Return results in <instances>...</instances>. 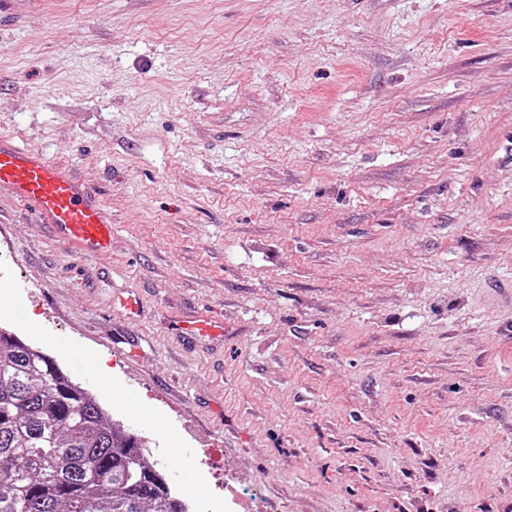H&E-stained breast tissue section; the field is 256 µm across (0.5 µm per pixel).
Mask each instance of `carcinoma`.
Returning <instances> with one entry per match:
<instances>
[{"instance_id":"1","label":"carcinoma","mask_w":512,"mask_h":512,"mask_svg":"<svg viewBox=\"0 0 512 512\" xmlns=\"http://www.w3.org/2000/svg\"><path fill=\"white\" fill-rule=\"evenodd\" d=\"M96 398L0 331V512H185Z\"/></svg>"}]
</instances>
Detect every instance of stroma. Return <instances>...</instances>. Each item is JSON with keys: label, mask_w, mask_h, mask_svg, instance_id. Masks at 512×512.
<instances>
[{"label": "stroma", "mask_w": 512, "mask_h": 512, "mask_svg": "<svg viewBox=\"0 0 512 512\" xmlns=\"http://www.w3.org/2000/svg\"><path fill=\"white\" fill-rule=\"evenodd\" d=\"M0 135L112 214L79 254L0 191V312L168 483L210 448L223 512H512V0H0ZM171 330L178 336L197 338L201 336H224L222 321L200 315L193 320H176Z\"/></svg>", "instance_id": "obj_1"}]
</instances>
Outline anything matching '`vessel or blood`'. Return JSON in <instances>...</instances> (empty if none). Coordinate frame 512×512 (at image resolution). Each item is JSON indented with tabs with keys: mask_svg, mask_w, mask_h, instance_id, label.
Returning a JSON list of instances; mask_svg holds the SVG:
<instances>
[{
	"mask_svg": "<svg viewBox=\"0 0 512 512\" xmlns=\"http://www.w3.org/2000/svg\"><path fill=\"white\" fill-rule=\"evenodd\" d=\"M0 189L27 206L59 240L78 251L106 249L112 239V218L100 195L68 170L52 164L41 152L13 138L0 137ZM175 334L197 338L220 336L222 321L208 316L174 321Z\"/></svg>",
	"mask_w": 512,
	"mask_h": 512,
	"instance_id": "1",
	"label": "vessel or blood"
}]
</instances>
